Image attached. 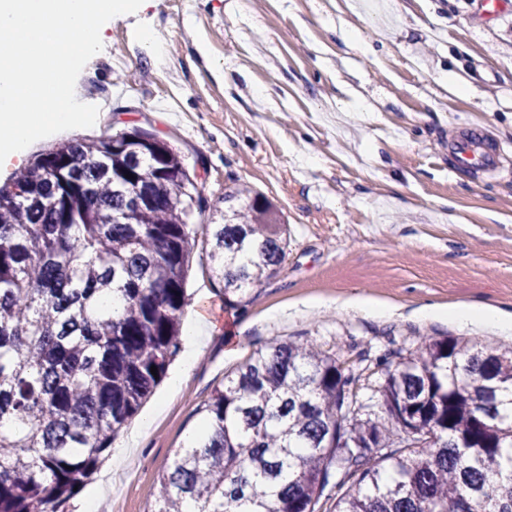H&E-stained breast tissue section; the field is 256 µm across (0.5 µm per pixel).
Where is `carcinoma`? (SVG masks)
<instances>
[{"instance_id": "1", "label": "carcinoma", "mask_w": 512, "mask_h": 512, "mask_svg": "<svg viewBox=\"0 0 512 512\" xmlns=\"http://www.w3.org/2000/svg\"><path fill=\"white\" fill-rule=\"evenodd\" d=\"M286 231L246 185L209 205L138 128L61 144L0 186V512H66L91 481L180 350L198 238L232 305L276 272ZM355 385L311 342L257 350L212 392L151 512H512V349L425 341L372 418Z\"/></svg>"}]
</instances>
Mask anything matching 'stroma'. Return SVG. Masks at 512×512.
Wrapping results in <instances>:
<instances>
[{
    "label": "stroma",
    "mask_w": 512,
    "mask_h": 512,
    "mask_svg": "<svg viewBox=\"0 0 512 512\" xmlns=\"http://www.w3.org/2000/svg\"><path fill=\"white\" fill-rule=\"evenodd\" d=\"M78 80L100 108L95 125L34 142L0 165V185L57 143L146 128L181 150L208 202L245 184L276 204L288 247L231 307L195 250L182 317L203 328L195 367L183 378L171 363L67 512L93 499L150 512L214 389L271 343L315 342L364 400L423 339L512 346L444 314L478 303L512 313V0L495 16L480 0H262L254 13L238 0H144L108 21ZM471 123L505 158L481 180L448 154L453 128Z\"/></svg>",
    "instance_id": "1"
}]
</instances>
